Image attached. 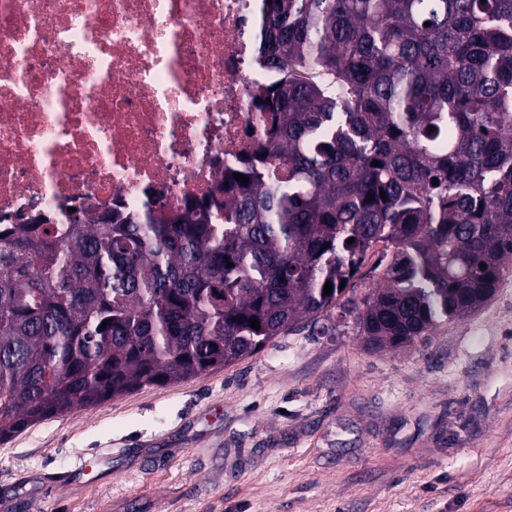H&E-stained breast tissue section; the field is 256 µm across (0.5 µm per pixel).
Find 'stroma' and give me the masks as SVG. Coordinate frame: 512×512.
Instances as JSON below:
<instances>
[{
  "label": "stroma",
  "mask_w": 512,
  "mask_h": 512,
  "mask_svg": "<svg viewBox=\"0 0 512 512\" xmlns=\"http://www.w3.org/2000/svg\"><path fill=\"white\" fill-rule=\"evenodd\" d=\"M0 512H512V274L418 346L308 326L36 423L0 443Z\"/></svg>",
  "instance_id": "obj_1"
}]
</instances>
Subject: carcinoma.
Listing matches in <instances>:
<instances>
[{"mask_svg":"<svg viewBox=\"0 0 512 512\" xmlns=\"http://www.w3.org/2000/svg\"><path fill=\"white\" fill-rule=\"evenodd\" d=\"M264 13L256 106L271 127L238 170L248 183L230 174L224 200L172 218L0 236V442L221 370L337 309L368 348L411 347L512 270V0Z\"/></svg>","mask_w":512,"mask_h":512,"instance_id":"carcinoma-1","label":"carcinoma"}]
</instances>
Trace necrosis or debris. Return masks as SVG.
<instances>
[{
    "label": "necrosis or debris",
    "mask_w": 512,
    "mask_h": 512,
    "mask_svg": "<svg viewBox=\"0 0 512 512\" xmlns=\"http://www.w3.org/2000/svg\"><path fill=\"white\" fill-rule=\"evenodd\" d=\"M262 0H0V230L183 213L266 139Z\"/></svg>",
    "instance_id": "4bbe7bcc"
}]
</instances>
